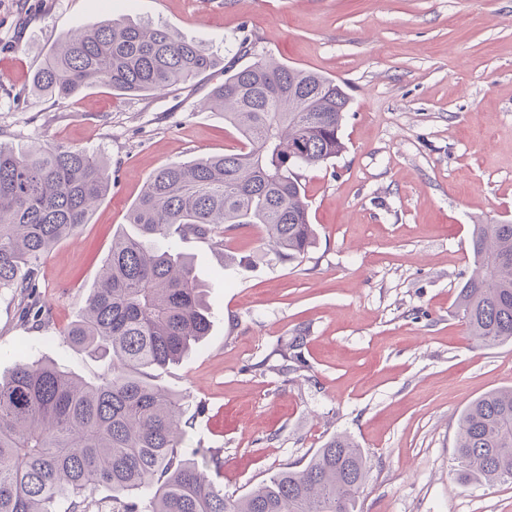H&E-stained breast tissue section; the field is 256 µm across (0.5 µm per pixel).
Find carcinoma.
<instances>
[{
    "mask_svg": "<svg viewBox=\"0 0 512 512\" xmlns=\"http://www.w3.org/2000/svg\"><path fill=\"white\" fill-rule=\"evenodd\" d=\"M243 67L225 68L209 94L243 147L169 163L145 181L128 223L112 239L104 272L64 340L104 359L86 382L47 359L0 375V512H103L94 493L112 492L109 512H357L367 457L336 434L301 468L288 467L236 497L224 493L183 449L179 394L153 383L209 335L211 321L193 265L177 244L224 245V233L265 227L283 261L316 244L302 170L340 155L348 94L335 79L288 66L239 40ZM202 45L169 27L106 20L66 36L33 77L65 99L103 86L133 96L169 90L214 69ZM110 189L106 164L84 149L40 143L0 146V290L23 296L22 317L43 320L39 265L88 223ZM476 265L457 306L468 336L512 343V219L473 226ZM460 480L512 482V387L466 407L455 441Z\"/></svg>",
    "mask_w": 512,
    "mask_h": 512,
    "instance_id": "obj_1",
    "label": "carcinoma"
}]
</instances>
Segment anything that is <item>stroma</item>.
I'll use <instances>...</instances> for the list:
<instances>
[{
    "label": "stroma",
    "instance_id": "1",
    "mask_svg": "<svg viewBox=\"0 0 512 512\" xmlns=\"http://www.w3.org/2000/svg\"><path fill=\"white\" fill-rule=\"evenodd\" d=\"M108 18L168 25L220 66L154 96L36 95L52 46ZM245 36L344 84L346 150L304 172L317 241L303 260L280 261L258 224L218 249L181 242L212 321L160 375L203 409L184 448L219 452L209 475L240 496L345 433L369 465L358 512H512V483L460 482L454 448L461 412L512 387V344L476 345L456 307L474 225L512 219V0H0V144L85 149L112 175L87 224L42 260L44 323L22 321L18 297L0 291V373L40 357L87 380L100 372L62 332L145 178L241 148L200 102ZM299 335L303 368L278 373Z\"/></svg>",
    "mask_w": 512,
    "mask_h": 512
}]
</instances>
